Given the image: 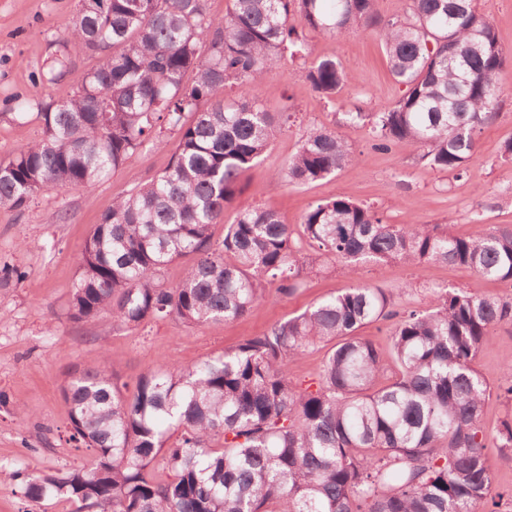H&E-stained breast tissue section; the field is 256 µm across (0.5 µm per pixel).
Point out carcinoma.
<instances>
[{"label":"carcinoma","mask_w":512,"mask_h":512,"mask_svg":"<svg viewBox=\"0 0 512 512\" xmlns=\"http://www.w3.org/2000/svg\"><path fill=\"white\" fill-rule=\"evenodd\" d=\"M204 2L80 0L44 79L57 82L74 53L97 55V65L72 95L41 107L42 140L0 161V205L21 208L43 191L92 188L158 134L176 135L168 167L113 200L86 238L72 318L110 315L129 328L234 320L271 291L303 286L307 246L351 273L441 262L512 282L511 226L464 238L446 224H386L342 196L309 210L298 230L255 207L224 226L222 241L211 232L283 126L247 90L285 54L304 57L298 21L331 36L377 31L406 93L349 120L371 122L378 149L413 147L434 169L464 170L477 131L498 116L495 75L506 61L474 0H411L404 20L382 19L377 0H232L222 19ZM304 77L329 99L351 80L331 58L310 62ZM228 87L243 94L226 103ZM352 160L339 132L315 127L277 177L305 185ZM186 256L182 279L162 282ZM395 297L343 288L219 356L131 383L108 356L76 368L62 386L69 440L91 460L12 479L28 503L63 497L72 512H488L481 416L491 383L473 361L487 336L512 325V301L446 287L410 310ZM375 322L388 323L385 354L357 335ZM326 346L317 388L294 386L290 363ZM494 447L511 465L512 418Z\"/></svg>","instance_id":"cac0c4a2"}]
</instances>
